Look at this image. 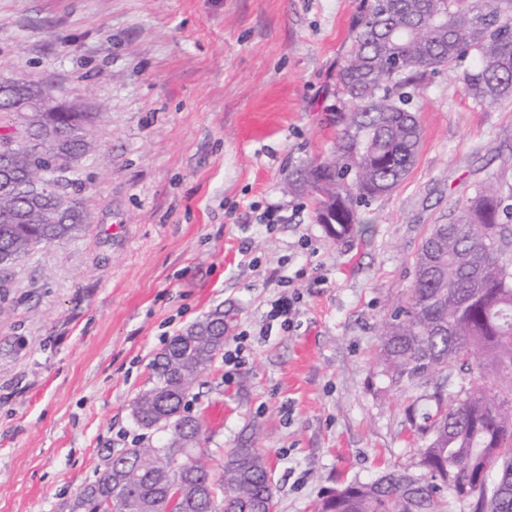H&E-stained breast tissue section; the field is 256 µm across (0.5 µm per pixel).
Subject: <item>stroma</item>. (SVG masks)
Here are the masks:
<instances>
[{
    "label": "stroma",
    "mask_w": 512,
    "mask_h": 512,
    "mask_svg": "<svg viewBox=\"0 0 512 512\" xmlns=\"http://www.w3.org/2000/svg\"><path fill=\"white\" fill-rule=\"evenodd\" d=\"M359 6L0 0V77L98 113L100 144L63 185L89 226L0 273V512H68L112 457L165 443L133 402L156 354L218 306L243 363L228 380L216 356L185 412L214 452L261 449L274 512L415 469L408 409L429 403L382 373L379 329L430 226L512 180V101L429 78L414 166L334 240L288 181L330 152Z\"/></svg>",
    "instance_id": "1"
}]
</instances>
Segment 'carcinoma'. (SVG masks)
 Wrapping results in <instances>:
<instances>
[{"label": "carcinoma", "instance_id": "carcinoma-1", "mask_svg": "<svg viewBox=\"0 0 512 512\" xmlns=\"http://www.w3.org/2000/svg\"><path fill=\"white\" fill-rule=\"evenodd\" d=\"M355 40L336 76L343 102L329 157L299 170L316 203L315 221L336 239L360 223L359 208L393 191L417 155L421 129L410 110L414 91L432 74L462 62L464 91L481 103L512 99V0H361ZM23 129L0 134V272L42 244L73 237L89 223L66 209L57 176L34 143L62 136L68 154L96 149L91 112L21 113ZM512 184L479 186L446 224L422 242L409 295L385 318L379 365L404 388L435 385L434 410L414 471L389 470L335 489L318 512H448V495L470 512H512ZM224 312L194 323L193 346L173 337L154 362L153 386L136 397L138 425L174 431L161 448H130L69 504V512H164L175 440L201 438L185 400L224 348ZM179 471L192 485L220 494L184 500L183 512H260L273 496L263 453L247 443L210 467L183 453Z\"/></svg>", "mask_w": 512, "mask_h": 512}]
</instances>
